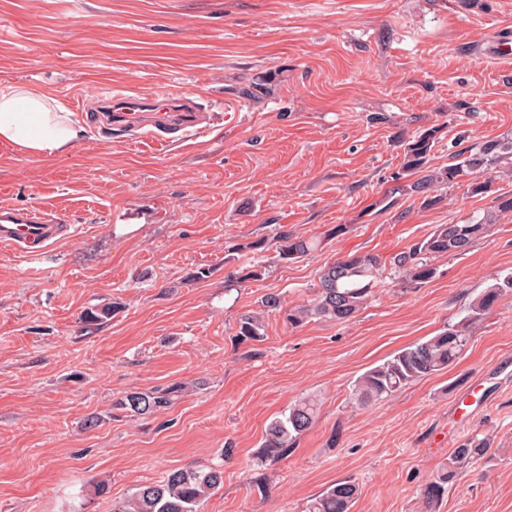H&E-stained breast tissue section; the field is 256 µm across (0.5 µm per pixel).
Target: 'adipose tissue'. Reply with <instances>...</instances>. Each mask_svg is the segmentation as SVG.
I'll return each instance as SVG.
<instances>
[{
  "mask_svg": "<svg viewBox=\"0 0 512 512\" xmlns=\"http://www.w3.org/2000/svg\"><path fill=\"white\" fill-rule=\"evenodd\" d=\"M84 128L58 98L28 85L0 83V143L37 159L69 154Z\"/></svg>",
  "mask_w": 512,
  "mask_h": 512,
  "instance_id": "adipose-tissue-1",
  "label": "adipose tissue"
}]
</instances>
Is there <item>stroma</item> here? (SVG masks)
Returning a JSON list of instances; mask_svg holds the SVG:
<instances>
[{"label": "stroma", "mask_w": 512, "mask_h": 512, "mask_svg": "<svg viewBox=\"0 0 512 512\" xmlns=\"http://www.w3.org/2000/svg\"><path fill=\"white\" fill-rule=\"evenodd\" d=\"M505 39L512 0H0V81L51 93L85 129L54 160L0 144V208L45 206L70 226L35 256L0 244V512H112L200 466L224 483L199 512H304L341 479L359 486L351 512H512V292L452 368L381 401L355 396L363 373L512 274V212L497 210L511 168L486 172V194L463 182L430 205L380 203L426 128L442 127L434 168L512 136V64L479 55ZM111 93L191 94L209 129L164 147L99 129L95 103ZM491 212V231L434 259L427 283L405 291L386 274L350 320L286 324L337 258L387 261ZM335 224L348 233L305 258L270 246L280 229ZM256 240L268 248L237 251ZM256 267L225 293V276ZM268 294L281 310L262 311ZM257 311L262 341L237 344ZM172 384L188 393L163 413L113 407ZM303 398L315 423L257 465L268 425ZM473 437L487 453L426 507L424 486Z\"/></svg>", "instance_id": "stroma-1"}]
</instances>
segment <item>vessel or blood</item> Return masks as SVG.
I'll use <instances>...</instances> for the list:
<instances>
[{"mask_svg":"<svg viewBox=\"0 0 512 512\" xmlns=\"http://www.w3.org/2000/svg\"><path fill=\"white\" fill-rule=\"evenodd\" d=\"M115 111L126 115L153 113V126L175 127L178 130L199 128L206 119L194 100L164 95L145 102L135 95L111 99ZM66 226L60 215L47 209L31 206L0 211V243L14 250L31 254L60 241Z\"/></svg>","mask_w":512,"mask_h":512,"instance_id":"obj_1","label":"vessel or blood"}]
</instances>
